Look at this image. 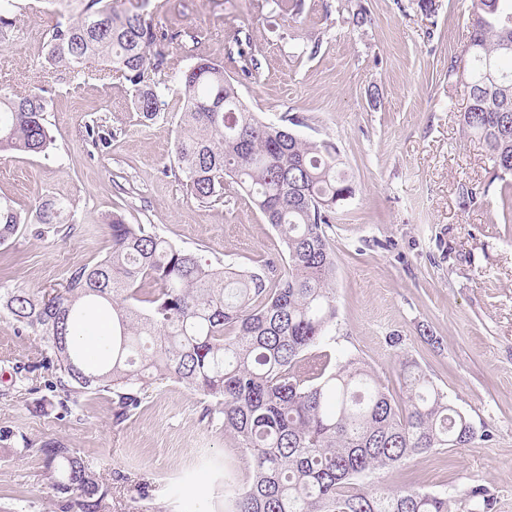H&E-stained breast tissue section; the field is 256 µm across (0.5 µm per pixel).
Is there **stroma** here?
<instances>
[{"instance_id":"obj_1","label":"stroma","mask_w":512,"mask_h":512,"mask_svg":"<svg viewBox=\"0 0 512 512\" xmlns=\"http://www.w3.org/2000/svg\"><path fill=\"white\" fill-rule=\"evenodd\" d=\"M17 27L0 46V87H43L48 155L0 158V198L30 209L35 197L70 201L73 230L27 224L0 245L11 265L0 286L25 292L61 283L75 265L109 252L108 219L152 228L215 268L263 269L277 258V232L236 185L199 202L170 171L180 114L148 120L135 112L130 85L87 69L79 81L41 69L48 0H22ZM435 15L416 0H153L161 25L203 33L202 55L223 63L247 110L267 122L298 119L308 141L335 143L355 193L336 208L325 235L336 258L337 315L304 365L333 369L362 359L383 387L400 392L399 355L413 358L473 425L462 448H440L363 476L367 485H410L471 512L467 487L496 496L512 512V174H494L479 138L466 135V71L449 73L469 40L470 0H437ZM366 8L356 29L349 10ZM249 39L257 67L228 59L236 34ZM112 133L93 144L84 126ZM477 198L462 205L461 188ZM401 337L391 346L390 337ZM43 341L0 317V429L32 442L53 438L107 477L112 512H132L144 480L163 512H222L224 473L239 449L208 425L202 398L175 383L152 386L130 422L112 420L108 393L80 399L71 412L39 408L11 386L16 366L36 361ZM59 512L40 457L0 449V506Z\"/></svg>"}]
</instances>
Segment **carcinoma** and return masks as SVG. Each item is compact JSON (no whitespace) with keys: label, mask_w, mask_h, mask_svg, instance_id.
Segmentation results:
<instances>
[{"label":"carcinoma","mask_w":512,"mask_h":512,"mask_svg":"<svg viewBox=\"0 0 512 512\" xmlns=\"http://www.w3.org/2000/svg\"><path fill=\"white\" fill-rule=\"evenodd\" d=\"M57 19L44 40V66L79 74L88 64L101 77L128 83L133 106L151 119L180 103L172 171L200 202L223 195L233 180L278 233L282 267L264 273L200 263L143 224L112 215V250L71 268L41 295L0 288V316L45 340L44 386L28 368L13 385L43 389L41 404L106 392L120 425L143 406L154 384L180 383L204 400L202 419L224 429L240 448L250 479L224 482V512H452L448 497L406 487L398 491L354 483L435 448H462L471 423L448 404L416 361L399 359L405 388L399 407L355 358L308 384L295 369L336 319L335 258L323 231L336 205L354 194L339 151L330 141L298 137L294 119L260 120L247 111L224 64L198 53L197 32L154 22L152 0H49ZM17 0H0V43L15 28ZM466 50L470 104L463 129L485 144L494 168L512 173V0H471ZM178 44L196 62L167 85L155 79L171 67L165 48ZM44 90L0 89V154H44L52 144ZM34 217L0 198V244L25 224H61L69 204L34 200ZM112 309V359L96 361L72 344L90 324L82 306ZM0 447L41 456L60 512H110L100 472L72 448L33 442L0 429ZM466 495L477 512H494L486 487Z\"/></svg>","instance_id":"1"}]
</instances>
